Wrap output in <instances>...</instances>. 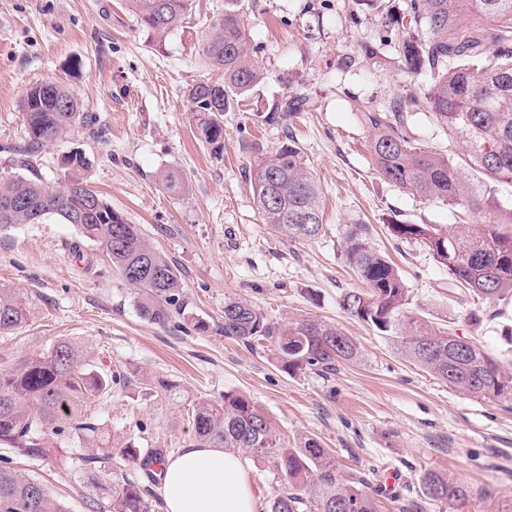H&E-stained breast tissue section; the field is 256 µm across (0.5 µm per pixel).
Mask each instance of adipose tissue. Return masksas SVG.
<instances>
[{"label":"adipose tissue","instance_id":"ef3b65f1","mask_svg":"<svg viewBox=\"0 0 512 512\" xmlns=\"http://www.w3.org/2000/svg\"><path fill=\"white\" fill-rule=\"evenodd\" d=\"M158 478L166 512H258L246 462L224 449L188 444Z\"/></svg>","mask_w":512,"mask_h":512}]
</instances>
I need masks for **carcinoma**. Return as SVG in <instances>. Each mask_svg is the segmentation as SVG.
<instances>
[{
    "label": "carcinoma",
    "instance_id": "cac0c4a2",
    "mask_svg": "<svg viewBox=\"0 0 512 512\" xmlns=\"http://www.w3.org/2000/svg\"><path fill=\"white\" fill-rule=\"evenodd\" d=\"M195 0H129L137 22L165 39L192 14ZM405 36L399 43L402 70L426 78L425 100L437 121L464 145L462 161L436 153L408 137L405 113L417 106L409 95L385 112L364 113L370 128L367 150L378 176L426 200H440L480 218L483 224H390L397 239L424 243L453 282L491 305L512 296V214L503 228L487 186L472 182L470 169L489 181L512 182V0H402ZM202 52L223 81L204 79L187 99L196 134L218 155L224 149V113L260 98L262 70L247 48L243 0H227L224 15L204 33ZM306 97L290 94L258 113L268 125L284 126L304 110ZM31 148L67 136L86 124L80 96L53 81L26 90L21 101ZM250 167L255 206L276 236L311 240L323 231L322 189L298 143L287 138L274 149L255 148ZM88 162L76 150L64 157L68 177L58 186L38 174L0 177V226L72 224L87 239L101 242L123 282L134 290L136 307L149 322L164 325L184 314L187 301L175 264L140 228L112 209L84 177ZM163 187L186 190L183 176L168 170ZM344 255L365 285L341 296L339 305L396 342L398 350L433 376L467 396L512 410V372L497 357L463 336H453L405 313L408 288L395 265L370 243V227L352 224L343 233ZM26 302L0 289V335L28 317ZM224 336L250 348L263 342L289 375L328 374L341 362L359 361L358 345L336 325L320 318L273 320L246 299L224 298ZM112 391V379L95 371L83 348L66 339L45 353L26 355L0 368V446L21 455L43 453L69 431L88 450L85 470L92 485L112 465L110 434L93 419L91 407ZM194 442L268 459L284 483L269 512H380L377 498L361 481L338 472L329 451L304 436L284 445L268 417L246 396L226 392L219 401L192 408ZM423 495L458 505L469 490L450 476L428 471ZM110 512H155L136 481L108 483ZM0 512H66L41 482L0 466Z\"/></svg>",
    "mask_w": 512,
    "mask_h": 512
}]
</instances>
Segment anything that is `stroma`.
Returning <instances> with one entry per match:
<instances>
[{
	"label": "stroma",
	"instance_id": "35a3bbf8",
	"mask_svg": "<svg viewBox=\"0 0 512 512\" xmlns=\"http://www.w3.org/2000/svg\"><path fill=\"white\" fill-rule=\"evenodd\" d=\"M398 2L371 9L361 0H245L249 46L263 71L260 105L300 93L308 109L278 128L249 108L225 113L224 150L216 155L196 135L186 91L221 77L206 66L199 36L223 14L224 0H195L191 18L162 43L126 0H0V176L21 172L26 89L50 80L73 88L87 125L42 148L31 164L57 184L62 157L82 150L90 184L177 265L189 302V317L152 324L104 246L74 225L0 227V288L29 307L24 324L0 335V366L60 339L86 349L115 380L94 414L112 435L114 473L156 492L158 479L123 446L135 443L141 456L161 448L177 455L193 438L194 404L232 391L267 415L282 442L320 440L341 475L362 478L376 492L381 512H449L421 495L419 476L428 470L468 487L460 512H512V411L434 378L339 306L345 291L361 286L345 259L343 232L367 224L374 248L399 268L409 314L512 362V297L491 305L482 322H467L478 306L473 295L457 289L426 246L388 231L392 224L452 226L456 212L377 177L364 110L418 97L407 135L438 153H461L422 104L421 81L400 67ZM364 45L374 48V59L359 60ZM349 55L358 58L351 67ZM289 136L323 190L324 229L312 240L271 233L246 180L256 145L270 149ZM168 169L183 175L184 193L164 190L160 175ZM228 296L278 321L315 316L335 324L362 357L327 376H288L270 348L225 337ZM194 316L208 323L206 332L193 330ZM83 452L65 435L43 457L0 447V465L44 483L67 512H93L90 503L102 493L78 467Z\"/></svg>",
	"mask_w": 512,
	"mask_h": 512
}]
</instances>
